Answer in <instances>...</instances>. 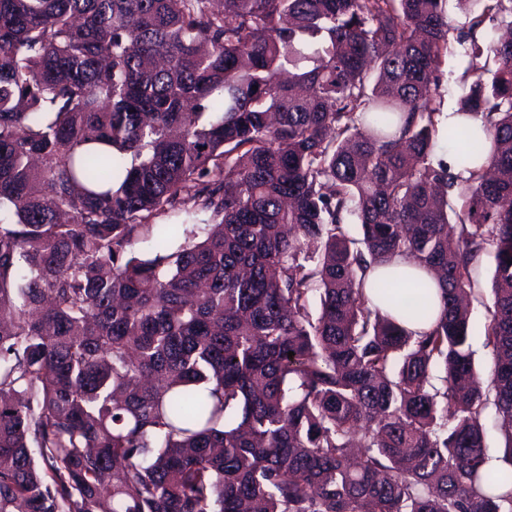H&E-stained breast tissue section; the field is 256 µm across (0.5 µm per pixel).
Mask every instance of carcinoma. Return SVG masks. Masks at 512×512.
Here are the masks:
<instances>
[{"instance_id":"carcinoma-1","label":"carcinoma","mask_w":512,"mask_h":512,"mask_svg":"<svg viewBox=\"0 0 512 512\" xmlns=\"http://www.w3.org/2000/svg\"><path fill=\"white\" fill-rule=\"evenodd\" d=\"M457 2L0 0V512H512V0ZM468 45H459L453 43V48L448 56L443 60L440 69L442 72L441 92L443 95L444 112L441 114V126L448 128V125L467 123L474 126H480L479 119L469 118L456 114V112H447L449 109L456 110L458 102L463 94V88L459 78L468 65L469 58L465 54V48ZM471 284L473 288L471 316L474 325L470 338L471 350L476 370L484 382L488 380V370L492 361V348L486 345L484 325L493 309V250L490 248L471 266ZM381 274L391 275L395 279H407L415 274L423 275V277L426 280L430 281V283L432 284L433 293L431 300L436 309H439L440 298L435 283L431 281L426 271L418 267L413 261L404 258H397L393 260L390 264H388L384 269H380L373 273L371 278Z\"/></svg>"}]
</instances>
